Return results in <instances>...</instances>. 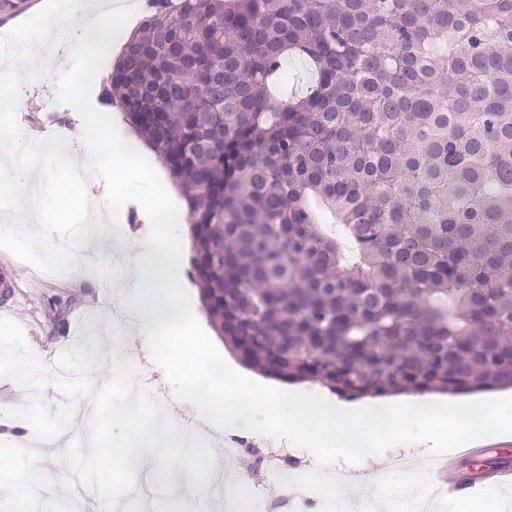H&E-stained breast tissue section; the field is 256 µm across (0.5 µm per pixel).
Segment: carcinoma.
<instances>
[{
  "label": "carcinoma",
  "instance_id": "cac0c4a2",
  "mask_svg": "<svg viewBox=\"0 0 512 512\" xmlns=\"http://www.w3.org/2000/svg\"><path fill=\"white\" fill-rule=\"evenodd\" d=\"M154 7L103 96L186 200L224 345L344 398L512 388V0Z\"/></svg>",
  "mask_w": 512,
  "mask_h": 512
}]
</instances>
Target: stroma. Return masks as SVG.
Here are the masks:
<instances>
[{
	"instance_id": "35a3bbf8",
	"label": "stroma",
	"mask_w": 512,
	"mask_h": 512,
	"mask_svg": "<svg viewBox=\"0 0 512 512\" xmlns=\"http://www.w3.org/2000/svg\"><path fill=\"white\" fill-rule=\"evenodd\" d=\"M72 61L63 50L50 61L40 82L25 84L18 122L26 137L37 139L64 134L67 153L75 157L85 147L71 109L54 102L57 78ZM130 206L120 210L119 226H106L101 237L78 251V269L66 276L44 273L0 249V279H13L9 294L0 293V422L22 418L21 439H0V512H101L94 491L74 503L62 485L70 471L61 462L62 450L72 441L89 446L93 416L83 409L115 375V360L138 358L136 376L150 378L160 368L149 356L136 321L120 323L116 315L132 312L131 285L139 281L136 266L139 238L146 236V222L131 223ZM396 455L387 450L381 482L364 486L360 480L372 469L373 458L360 464L337 462L328 470L341 486L350 512L364 503L395 496L413 475L389 465ZM263 459L244 457L241 466L224 471L225 500L245 498L257 488L268 512H321L322 497L312 491L301 495L272 496L257 478ZM26 488L23 501L10 499L14 486ZM198 488L171 495L157 486L120 498L116 512H173L180 497H194ZM439 512H512V488L502 489L485 479L481 490L441 504Z\"/></svg>"
}]
</instances>
